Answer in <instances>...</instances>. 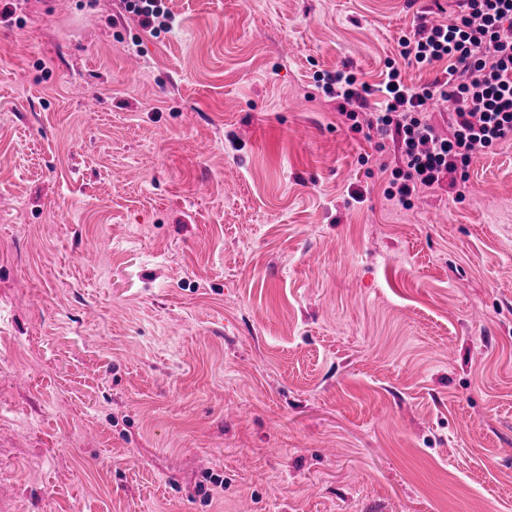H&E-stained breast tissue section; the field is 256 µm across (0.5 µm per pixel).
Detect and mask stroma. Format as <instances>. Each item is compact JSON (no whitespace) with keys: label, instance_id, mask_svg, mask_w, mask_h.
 Masks as SVG:
<instances>
[{"label":"stroma","instance_id":"obj_1","mask_svg":"<svg viewBox=\"0 0 512 512\" xmlns=\"http://www.w3.org/2000/svg\"><path fill=\"white\" fill-rule=\"evenodd\" d=\"M164 4L0 23V512H512V139L405 208L315 81L457 0ZM124 11L133 16L135 20L144 28H151L156 21L158 27L169 29L174 21L172 14L165 8L162 0H120Z\"/></svg>","mask_w":512,"mask_h":512}]
</instances>
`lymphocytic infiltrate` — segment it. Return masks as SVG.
<instances>
[{
	"label": "lymphocytic infiltrate",
	"mask_w": 512,
	"mask_h": 512,
	"mask_svg": "<svg viewBox=\"0 0 512 512\" xmlns=\"http://www.w3.org/2000/svg\"><path fill=\"white\" fill-rule=\"evenodd\" d=\"M449 22L419 25L414 37L399 40V61H387L383 81L370 86L347 69L319 75L327 97L337 102L342 123L353 131L385 137L397 144L398 162L385 194L410 206L414 196L451 179L457 200L469 191L468 168L476 150L490 149L512 137V0H461ZM424 71L442 67L433 82L405 83L400 67ZM382 100L369 107L368 98ZM453 101L447 132H439L425 111L433 98ZM369 108L361 118V108Z\"/></svg>",
	"instance_id": "lymphocytic-infiltrate-1"
}]
</instances>
